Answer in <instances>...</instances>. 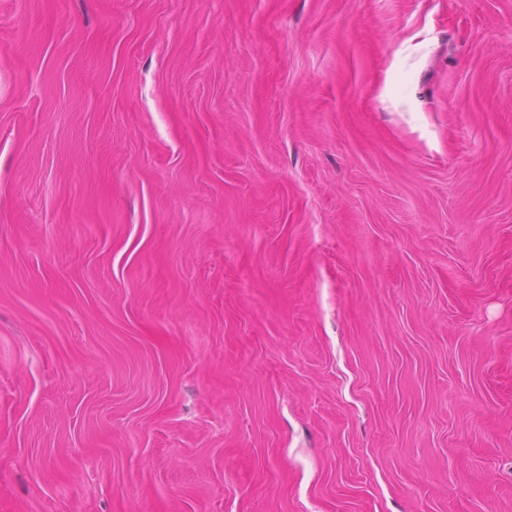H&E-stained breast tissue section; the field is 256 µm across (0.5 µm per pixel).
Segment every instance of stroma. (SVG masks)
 I'll return each instance as SVG.
<instances>
[{"instance_id": "1", "label": "stroma", "mask_w": 512, "mask_h": 512, "mask_svg": "<svg viewBox=\"0 0 512 512\" xmlns=\"http://www.w3.org/2000/svg\"><path fill=\"white\" fill-rule=\"evenodd\" d=\"M0 512H512V0H0Z\"/></svg>"}]
</instances>
